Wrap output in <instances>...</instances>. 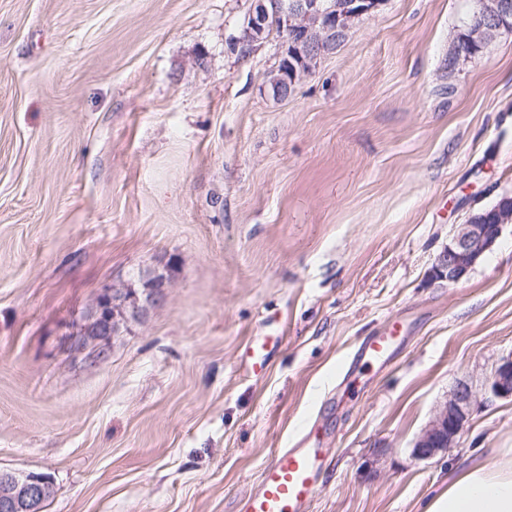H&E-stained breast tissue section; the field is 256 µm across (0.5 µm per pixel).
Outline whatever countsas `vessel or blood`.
Returning <instances> with one entry per match:
<instances>
[{"label":"vessel or blood","mask_w":512,"mask_h":512,"mask_svg":"<svg viewBox=\"0 0 512 512\" xmlns=\"http://www.w3.org/2000/svg\"><path fill=\"white\" fill-rule=\"evenodd\" d=\"M403 334L401 323H391L386 331L367 337L361 343L357 359H391ZM279 342V337L268 336L250 345L243 355L248 370L255 374L263 371L271 347ZM327 455V449L311 447L303 441L291 448L278 449L263 466L255 485L242 498L240 512H307L318 490L320 471Z\"/></svg>","instance_id":"vessel-or-blood-1"}]
</instances>
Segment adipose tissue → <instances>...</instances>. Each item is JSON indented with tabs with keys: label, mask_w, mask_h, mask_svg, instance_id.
<instances>
[{
	"label": "adipose tissue",
	"mask_w": 512,
	"mask_h": 512,
	"mask_svg": "<svg viewBox=\"0 0 512 512\" xmlns=\"http://www.w3.org/2000/svg\"><path fill=\"white\" fill-rule=\"evenodd\" d=\"M425 512H512V448L472 464L430 498Z\"/></svg>",
	"instance_id": "1"
}]
</instances>
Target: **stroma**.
<instances>
[{
  "instance_id": "35a3bbf8",
  "label": "stroma",
  "mask_w": 512,
  "mask_h": 512,
  "mask_svg": "<svg viewBox=\"0 0 512 512\" xmlns=\"http://www.w3.org/2000/svg\"><path fill=\"white\" fill-rule=\"evenodd\" d=\"M255 0H0V469L43 512H239L299 427L330 455L309 512H424L512 448V224L456 285V225L512 196V32L449 65L474 0H382L285 99L280 39L229 48ZM165 267L167 301L67 336L106 285ZM398 320L355 383L336 366ZM280 344L250 374L244 348ZM458 443L415 441L460 382ZM404 329L401 323L392 322L389 328L375 336L367 337L358 348L356 358L367 361H387L391 359L403 339ZM345 366L346 375L354 369V360ZM490 387L498 397H512V356L503 359L495 368L490 379ZM53 491V480L46 474L0 470L1 512H42Z\"/></svg>"
}]
</instances>
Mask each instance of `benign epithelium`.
<instances>
[{"instance_id": "7a95c632", "label": "benign epithelium", "mask_w": 512, "mask_h": 512, "mask_svg": "<svg viewBox=\"0 0 512 512\" xmlns=\"http://www.w3.org/2000/svg\"><path fill=\"white\" fill-rule=\"evenodd\" d=\"M378 6L379 0H349L334 10L325 7L321 0H289L287 5L281 0H256L247 22V35L234 39L233 46L237 52L254 53L265 40L270 13L279 16L289 39L284 41L283 66L274 82L279 95L287 97L312 63L336 48L349 23L371 15ZM502 31H512V0H480L479 13L468 26L465 42L455 46L453 60L471 57L475 47H484ZM493 214L492 224L484 222L487 215L483 212L474 213L466 223L456 225L448 246L435 262L434 280L456 285L468 277L496 245L503 226L512 223V198H503ZM140 281V292L134 288H103L84 322L71 334V344L77 349L93 344V360H106L108 342L120 326L144 321L148 311L167 297L170 288L167 274L155 268L143 273ZM490 387L498 397H512V356L495 368ZM473 403L472 387L465 382L458 384L416 440L414 457L429 459L452 447L469 421ZM53 491V480L46 474L0 470V512H42Z\"/></svg>"}]
</instances>
